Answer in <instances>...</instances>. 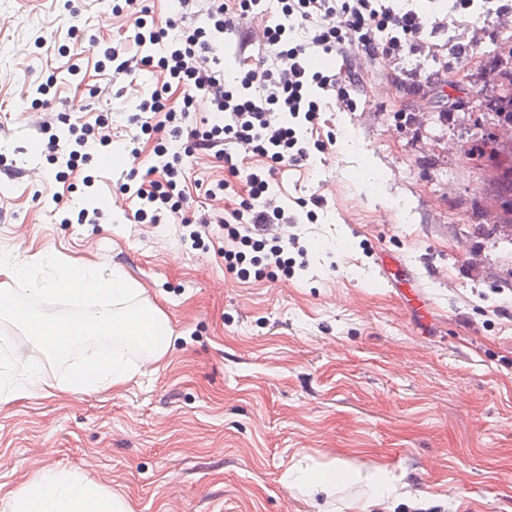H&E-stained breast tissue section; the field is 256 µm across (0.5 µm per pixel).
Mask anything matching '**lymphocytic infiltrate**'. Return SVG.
I'll use <instances>...</instances> for the list:
<instances>
[{"label":"lymphocytic infiltrate","mask_w":512,"mask_h":512,"mask_svg":"<svg viewBox=\"0 0 512 512\" xmlns=\"http://www.w3.org/2000/svg\"><path fill=\"white\" fill-rule=\"evenodd\" d=\"M258 2L179 0L176 17L161 25L150 19L141 0H116L113 13L133 18L130 33L120 49L107 41L97 43L95 62L97 69L109 68L117 75L146 66L163 78L161 87L137 106L142 133L159 136L150 179L120 186L122 193L137 200L136 222L158 224L174 216L190 225L182 214L187 178L183 158L193 151H210L221 159L224 145L234 143L262 159V166L245 172L236 164L228 166L231 174H243L246 194L222 227L221 238L228 244L222 255L226 269L242 278L268 269L293 274L296 261L288 255L287 240L270 233L273 225L288 221L285 208L269 198L270 177L283 163L297 165L310 158L305 133L323 111L325 93L349 94L335 76L311 70L310 56L348 45L368 55L384 53L414 46L423 31L415 12L379 0H279L281 20L265 27L264 40L277 58L287 59V67L271 69L258 63L226 79L224 35ZM174 88L182 95L176 107L167 99ZM200 97L209 102L211 116L194 127L189 117ZM70 133L73 147L63 148L54 138L46 145L50 160L64 163L56 174L60 180L87 160L90 149L112 143L109 124L103 120L71 126Z\"/></svg>","instance_id":"obj_1"}]
</instances>
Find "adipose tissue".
<instances>
[{"instance_id":"obj_1","label":"adipose tissue","mask_w":512,"mask_h":512,"mask_svg":"<svg viewBox=\"0 0 512 512\" xmlns=\"http://www.w3.org/2000/svg\"><path fill=\"white\" fill-rule=\"evenodd\" d=\"M35 297L76 301L81 310L73 316L46 315L31 306ZM2 319L19 324L49 355L65 352L80 340L111 337V351L91 353L68 366L58 388L72 394L124 384L144 367L159 364L174 342L167 318L121 267L45 253L0 264ZM286 478L312 501L326 504L346 485L363 486L375 500L401 497L387 469L361 470L340 460L312 469L295 465ZM8 506L9 512H134L121 494L51 470L38 472L13 492Z\"/></svg>"}]
</instances>
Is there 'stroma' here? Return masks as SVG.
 Listing matches in <instances>:
<instances>
[{
  "instance_id": "1",
  "label": "stroma",
  "mask_w": 512,
  "mask_h": 512,
  "mask_svg": "<svg viewBox=\"0 0 512 512\" xmlns=\"http://www.w3.org/2000/svg\"><path fill=\"white\" fill-rule=\"evenodd\" d=\"M112 5L0 0V263L47 252L119 265L166 314L174 343L156 372L70 394L56 384L100 339L47 358L0 321L1 339L44 364L29 395L0 401V501L53 469L123 493L136 512H314L284 475L338 458L386 467L432 496L428 512H512V232L488 221L483 184L512 89V0H401L423 23L414 47L329 58L352 89L326 97L312 136L328 146L270 177L275 201L301 218L279 233L298 238L306 267L246 280L216 246L184 242L176 221H134L119 185L145 176L156 137L132 116L162 78L95 69L91 37H127ZM278 20L277 0H261L244 48L225 36L227 72L274 64L262 33ZM433 85L443 100L422 108ZM100 115L112 120V160L55 181L49 138L67 141L69 120ZM369 166L381 174L370 196ZM186 167L194 180H230L222 197H187L217 231L243 179L210 154ZM313 197L323 204L309 222L297 201ZM74 201L100 208L102 223H77Z\"/></svg>"
}]
</instances>
